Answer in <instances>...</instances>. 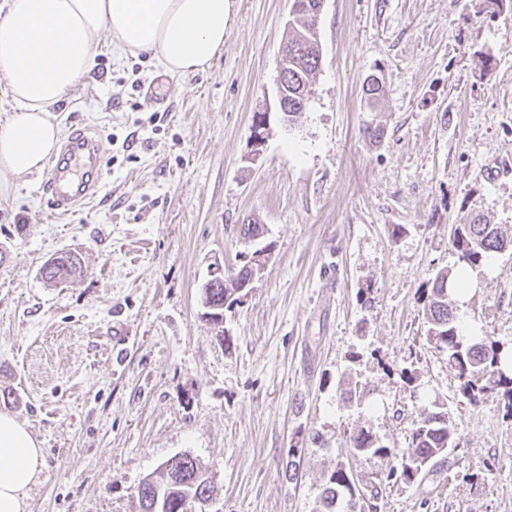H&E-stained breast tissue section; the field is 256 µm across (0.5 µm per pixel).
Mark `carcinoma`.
<instances>
[{
	"label": "carcinoma",
	"instance_id": "1",
	"mask_svg": "<svg viewBox=\"0 0 512 512\" xmlns=\"http://www.w3.org/2000/svg\"><path fill=\"white\" fill-rule=\"evenodd\" d=\"M317 6V0H301L300 9L288 22L282 101L290 121L307 110L311 87L322 62L312 33L318 18ZM382 95L380 79L370 78L368 89L362 90L365 107L375 111ZM449 243L458 254V260L471 265L512 246V241L505 240L496 225L483 224L476 219L452 225ZM253 257L252 252L242 253V264L233 275L204 289L205 303L217 307L221 313L240 303L237 290L251 273L261 274V269L255 268ZM82 274L81 259L71 252L42 267V275L50 281L75 279ZM455 279L452 271L440 269L418 296L427 323V340L438 352L446 354L448 363L458 369L464 397L473 402L493 395L503 403L506 413L512 415V348L504 350L486 337L469 336L462 330L448 305ZM350 444L356 453L396 458V464L376 476L371 484L360 488L362 494L372 500L398 481L410 482L424 470L444 466L457 447L454 430L448 423V410L437 400L432 402V410L417 422L407 448L401 453H392L363 429L350 436ZM166 463L165 470L155 479L140 486L142 512H188L190 505L209 501L213 493L211 480L197 458L185 453L170 457ZM352 481L353 473L342 464H336L326 480L318 512H351Z\"/></svg>",
	"mask_w": 512,
	"mask_h": 512
}]
</instances>
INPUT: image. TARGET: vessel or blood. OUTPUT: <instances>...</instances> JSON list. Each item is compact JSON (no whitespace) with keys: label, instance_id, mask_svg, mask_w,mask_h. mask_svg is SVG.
I'll return each instance as SVG.
<instances>
[{"label":"vessel or blood","instance_id":"obj_1","mask_svg":"<svg viewBox=\"0 0 512 512\" xmlns=\"http://www.w3.org/2000/svg\"><path fill=\"white\" fill-rule=\"evenodd\" d=\"M66 163L51 168L41 189L48 196L53 211L67 214L74 206L96 197L99 183L93 175L98 167L99 141L89 132L73 131L62 147Z\"/></svg>","mask_w":512,"mask_h":512}]
</instances>
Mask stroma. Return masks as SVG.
Wrapping results in <instances>:
<instances>
[{"mask_svg":"<svg viewBox=\"0 0 512 512\" xmlns=\"http://www.w3.org/2000/svg\"><path fill=\"white\" fill-rule=\"evenodd\" d=\"M290 7L230 0L223 51L185 77L101 34L50 112L62 133L98 136L99 197L50 216L40 172L0 197V412L44 448L29 512H140L141 482L178 453L214 486L189 512H316L336 463L366 482L388 467L353 453V432L407 447L436 399L458 448L387 487L377 512H512V416L461 394L417 300L459 265L450 225L479 216L512 238V0H325L322 65L292 124L272 110ZM372 74L384 94L369 112ZM247 217L271 257L221 338L203 285L238 267ZM65 250L83 277L42 279ZM475 270L455 313L510 348L512 248Z\"/></svg>","mask_w":512,"mask_h":512,"instance_id":"stroma-1","label":"stroma"}]
</instances>
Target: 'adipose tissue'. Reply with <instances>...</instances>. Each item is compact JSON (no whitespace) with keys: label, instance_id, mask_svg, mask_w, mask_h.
Here are the masks:
<instances>
[{"label":"adipose tissue","instance_id":"obj_1","mask_svg":"<svg viewBox=\"0 0 512 512\" xmlns=\"http://www.w3.org/2000/svg\"><path fill=\"white\" fill-rule=\"evenodd\" d=\"M228 0H9L0 15V76L15 104L0 121V173L42 170L60 129L49 118L91 70L108 31L121 53L154 52L170 74L205 70L224 47ZM40 442L0 413V512H27L43 468Z\"/></svg>","mask_w":512,"mask_h":512}]
</instances>
